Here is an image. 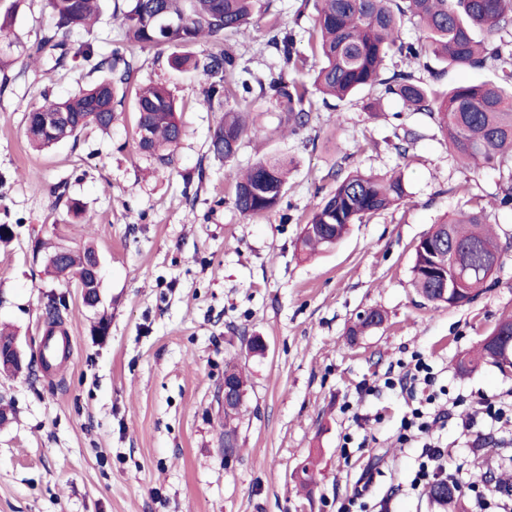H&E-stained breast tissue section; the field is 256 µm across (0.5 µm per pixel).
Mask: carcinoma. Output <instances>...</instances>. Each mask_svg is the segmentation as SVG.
<instances>
[{"instance_id":"carcinoma-1","label":"carcinoma","mask_w":512,"mask_h":512,"mask_svg":"<svg viewBox=\"0 0 512 512\" xmlns=\"http://www.w3.org/2000/svg\"><path fill=\"white\" fill-rule=\"evenodd\" d=\"M258 0H126L123 12L125 38L139 48L177 47L183 52L171 59L177 69L190 71L205 86L204 103L224 105V115L214 129L209 150L226 162L238 153L248 131L247 96L276 100L285 113L291 134L306 128L312 118L313 92L343 102L358 93L381 87L385 95L400 99L405 108L427 115L444 134L448 153L465 164L496 167L507 172L499 186L498 206L512 204V0H301L292 25L276 13L267 14L269 44L279 53V70L255 76L240 59L224 51L223 39L246 26ZM316 15L309 27L302 25L309 5ZM51 29L37 42L29 57L37 60L46 49H59L56 65L67 57L71 38L89 30L99 16L98 0H46ZM8 6L0 17V70L10 57L9 40L14 9ZM414 23L421 35L413 41L402 38L405 22ZM483 37L477 38L476 32ZM307 37L308 53L300 52L297 36ZM211 42L200 52L194 47ZM92 70L104 72L99 82L82 88L63 100H45L27 113L25 134L31 145L49 147L75 137L89 128L108 131L116 119L119 89L131 85L133 59L110 55L94 58L83 50ZM319 61L312 84L298 78L309 59ZM434 59L448 67L488 69L494 79L480 84L462 83L446 92L433 88L439 72L429 64ZM422 64L428 77L405 70L399 63ZM135 134L138 150L156 163L164 175L174 162V153L184 134L177 116L176 100L163 84L141 88L136 94ZM288 164L280 159H259L245 172L230 171L225 179L232 187L234 208L244 217L269 213L279 205L287 180ZM336 186L314 205L304 220L300 242L309 255L332 248L349 225L390 209L401 202L406 190L401 176L353 171L335 173ZM428 248L415 251L411 269L417 292L433 304L450 299L473 302L484 289L504 251L488 228L484 209L461 211L436 224L424 236ZM47 247L45 258L52 273L92 289L89 303H99L100 283L90 268L100 259L91 246L74 251L60 243ZM457 274L464 286L444 297L434 288L430 272ZM63 298H51L44 307L48 323L61 317ZM384 322L378 309L356 316L350 329L363 335ZM484 362L512 365V344L497 352L480 346L462 357L458 368L470 371ZM242 409L224 412V448L238 451L237 421ZM427 494L438 501H456L466 512L460 493L443 483L429 487Z\"/></svg>"}]
</instances>
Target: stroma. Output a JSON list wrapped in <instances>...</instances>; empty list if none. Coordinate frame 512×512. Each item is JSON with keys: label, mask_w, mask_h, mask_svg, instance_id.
Masks as SVG:
<instances>
[{"label": "stroma", "mask_w": 512, "mask_h": 512, "mask_svg": "<svg viewBox=\"0 0 512 512\" xmlns=\"http://www.w3.org/2000/svg\"><path fill=\"white\" fill-rule=\"evenodd\" d=\"M89 38L99 55L127 53L101 0ZM267 12L223 47L255 73L277 55L268 47ZM48 25L44 0H22L9 38L13 63L0 83V325L26 352H38L50 294L64 295L63 327L72 354L55 376L0 374V512H337L355 489L375 503L408 486L422 453L398 441L413 407L383 388L412 355L431 365L437 385L461 398L433 438L450 467L469 482L475 461L492 469L512 448V432L479 420L478 454L464 446L462 422L481 399L512 397V372L485 363L469 374L460 358L512 312V207L489 222L506 244L493 285L472 303L433 304L411 286L415 249L430 228L495 193L497 170L462 167L425 115L403 111L379 90L338 108H318L310 124L285 135L281 108L253 97L257 135L243 140L233 163L208 150L220 110L204 103V86L171 64L170 48L136 51L134 86L166 85L185 135L169 174L135 143L134 97L118 105L106 133L89 131L41 152L30 148L25 115L43 96L67 98L96 78L90 63L67 55L30 62V46ZM380 99L382 110L365 112ZM422 137L407 155L394 148L400 128ZM295 163L279 207L252 218L233 207L227 166L262 158ZM402 171L406 196L363 223L329 251L309 258L298 237L304 217L336 185V174ZM83 205L80 217L70 200ZM61 237L101 258L99 309L85 305L76 282L46 274L37 243ZM376 307L385 322L349 338L358 312ZM111 318L97 336V311ZM264 351H249L251 338ZM248 376L238 426L240 449L224 456V417L217 393L227 361ZM363 451L344 459V437ZM316 463L310 496L294 473Z\"/></svg>", "instance_id": "stroma-1"}]
</instances>
